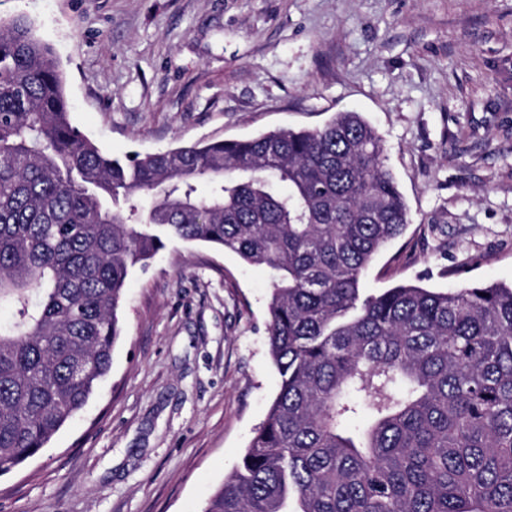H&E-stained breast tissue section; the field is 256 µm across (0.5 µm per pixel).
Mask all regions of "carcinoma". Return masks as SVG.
<instances>
[{
  "label": "carcinoma",
  "mask_w": 512,
  "mask_h": 512,
  "mask_svg": "<svg viewBox=\"0 0 512 512\" xmlns=\"http://www.w3.org/2000/svg\"><path fill=\"white\" fill-rule=\"evenodd\" d=\"M384 153L339 112L122 162L71 123L33 23L0 21V468L83 410L131 269L180 239L273 272L279 391L203 512H512V285L361 294L408 224Z\"/></svg>",
  "instance_id": "1"
}]
</instances>
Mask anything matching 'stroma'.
Segmentation results:
<instances>
[{"mask_svg": "<svg viewBox=\"0 0 512 512\" xmlns=\"http://www.w3.org/2000/svg\"><path fill=\"white\" fill-rule=\"evenodd\" d=\"M56 51L71 121L112 157L360 113L409 212L365 272L512 283V0H0ZM268 269L167 241L133 269L112 369L0 512H202L266 418Z\"/></svg>", "mask_w": 512, "mask_h": 512, "instance_id": "1", "label": "stroma"}]
</instances>
